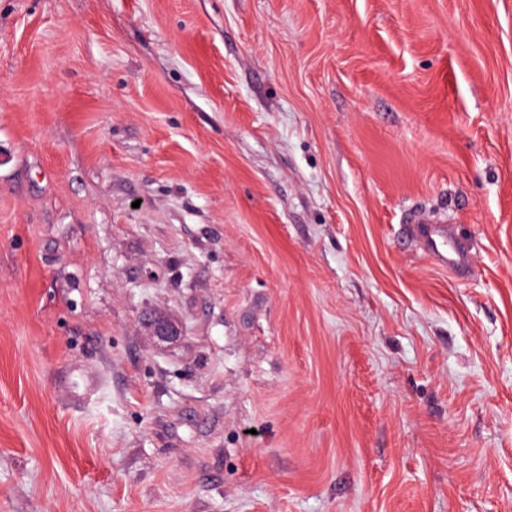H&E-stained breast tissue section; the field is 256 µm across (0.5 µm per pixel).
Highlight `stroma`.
I'll return each mask as SVG.
<instances>
[{
  "label": "stroma",
  "mask_w": 512,
  "mask_h": 512,
  "mask_svg": "<svg viewBox=\"0 0 512 512\" xmlns=\"http://www.w3.org/2000/svg\"><path fill=\"white\" fill-rule=\"evenodd\" d=\"M0 512H512V0H0ZM419 224L415 231L422 237L426 253L432 260L454 271L465 265V254L458 247L448 245V231L445 227L429 224V221Z\"/></svg>",
  "instance_id": "35a3bbf8"
}]
</instances>
